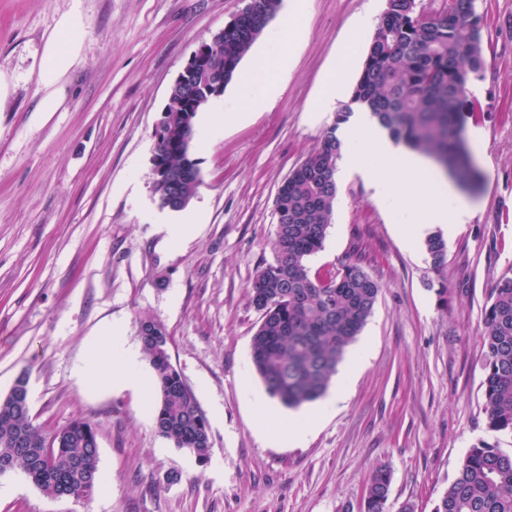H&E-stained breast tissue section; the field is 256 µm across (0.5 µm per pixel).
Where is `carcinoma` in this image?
Instances as JSON below:
<instances>
[{"mask_svg":"<svg viewBox=\"0 0 512 512\" xmlns=\"http://www.w3.org/2000/svg\"><path fill=\"white\" fill-rule=\"evenodd\" d=\"M473 0H448L433 15L416 0H387L356 80L351 103L336 112L316 152L293 169L276 198V225L269 241L273 260L262 261L248 285L251 305L261 313L252 338L255 369L268 394L288 408L319 398L336 365L371 315L380 283L350 258L325 271H311L308 259L322 250L338 187L336 168L342 143L338 126L351 105L368 109L392 139L425 154L457 180L470 185L473 172L464 139L467 86L484 67L482 34ZM281 0H250L244 16L224 26V41L204 49L224 64V83L275 18ZM208 86L175 85L163 116L165 135L154 155L165 176L154 182L163 209L190 198L199 169L187 137L185 105ZM434 267L444 265L446 243L434 232L425 240ZM484 413L486 428L512 435V276L492 288L483 319ZM142 352L157 381L160 399L155 426L160 436L204 461L210 452L209 426L195 394L171 363L170 336L152 318L139 320ZM19 391L0 397V466L24 474L45 495L68 491L89 498L101 475L96 435L82 419L49 433L33 421L26 375ZM391 472L377 469L366 488L362 512H386ZM433 512H512V454L480 440L468 449L455 479Z\"/></svg>","mask_w":512,"mask_h":512,"instance_id":"1","label":"carcinoma"}]
</instances>
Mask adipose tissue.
Listing matches in <instances>:
<instances>
[{
	"label": "adipose tissue",
	"instance_id": "1",
	"mask_svg": "<svg viewBox=\"0 0 512 512\" xmlns=\"http://www.w3.org/2000/svg\"><path fill=\"white\" fill-rule=\"evenodd\" d=\"M79 27L78 17H67L63 19L59 33L48 40L42 62V111H54L59 103L58 83L67 73L77 53L75 35ZM337 135L344 141L356 136L363 137L381 159L382 165L376 169L366 163L361 153L355 152L344 157L340 168L344 175H363L377 195L389 194L393 172L401 170L409 175L407 191L424 201L425 207L421 214H409L404 224L399 226L398 232L407 242H414L418 238L422 223L440 224L453 231L458 225L467 222L471 214L469 205L437 173L431 162L423 155L405 151L390 140L378 136L371 117L364 108H356L349 121L338 129ZM82 374L93 380L109 378L120 386L143 394L148 391L136 354L126 349L115 336L110 337L103 345L89 347Z\"/></svg>",
	"mask_w": 512,
	"mask_h": 512
}]
</instances>
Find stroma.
I'll return each mask as SVG.
<instances>
[{
  "label": "stroma",
  "instance_id": "stroma-1",
  "mask_svg": "<svg viewBox=\"0 0 512 512\" xmlns=\"http://www.w3.org/2000/svg\"><path fill=\"white\" fill-rule=\"evenodd\" d=\"M242 6L0 0V397L24 374L36 423L92 424L106 487L55 499L10 473L0 512H359L381 467L392 472L387 512H433L474 443L512 453V436L485 427L481 339L490 290L512 276V0H475L485 67L468 85L464 130L483 135L471 151L479 178L460 192L473 215L446 237L444 265L432 266L424 241L399 236L362 176L338 181L308 265L359 259L381 294L331 380L343 398L301 405L322 418L299 444L285 434L271 443L259 428L252 397L270 421L285 408L253 369L261 315L247 286L273 258L279 186L350 100L324 102L325 77L347 52L358 78L386 0H282L240 64L292 50L279 91L255 109L234 80L198 112L195 218L173 244L153 192L155 128L193 51ZM74 11L79 53L58 106L43 112L46 43ZM143 316L166 328L208 420L207 461L157 433V396L78 377L107 333L140 351Z\"/></svg>",
  "mask_w": 512,
  "mask_h": 512
}]
</instances>
